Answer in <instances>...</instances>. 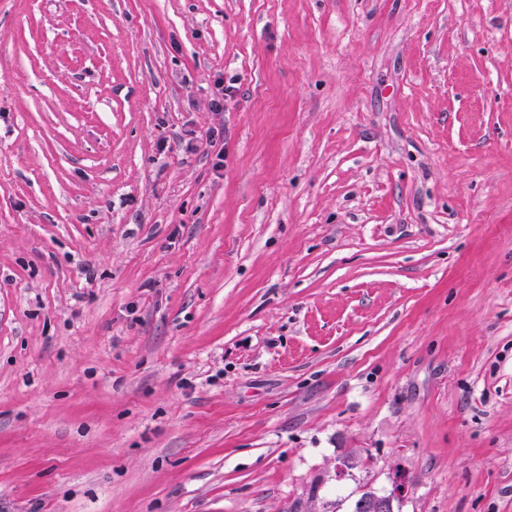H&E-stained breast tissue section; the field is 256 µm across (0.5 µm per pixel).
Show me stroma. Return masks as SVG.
Here are the masks:
<instances>
[{
  "instance_id": "obj_1",
  "label": "stroma",
  "mask_w": 512,
  "mask_h": 512,
  "mask_svg": "<svg viewBox=\"0 0 512 512\" xmlns=\"http://www.w3.org/2000/svg\"><path fill=\"white\" fill-rule=\"evenodd\" d=\"M398 479L512 512V0H0V512Z\"/></svg>"
}]
</instances>
